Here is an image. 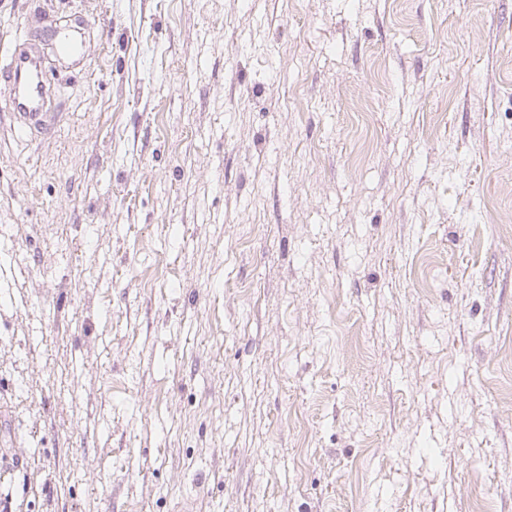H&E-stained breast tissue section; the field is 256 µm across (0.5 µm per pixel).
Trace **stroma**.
Returning <instances> with one entry per match:
<instances>
[{
    "instance_id": "35a3bbf8",
    "label": "stroma",
    "mask_w": 512,
    "mask_h": 512,
    "mask_svg": "<svg viewBox=\"0 0 512 512\" xmlns=\"http://www.w3.org/2000/svg\"><path fill=\"white\" fill-rule=\"evenodd\" d=\"M81 27L79 66L48 21ZM15 512H512V0H0ZM38 69L39 63L30 57L19 55L7 66L0 68V86L7 91L8 101L13 112V128L24 137L36 133L49 135L60 122L64 112H43L50 97V89L40 82L24 91L25 75L29 70Z\"/></svg>"
}]
</instances>
